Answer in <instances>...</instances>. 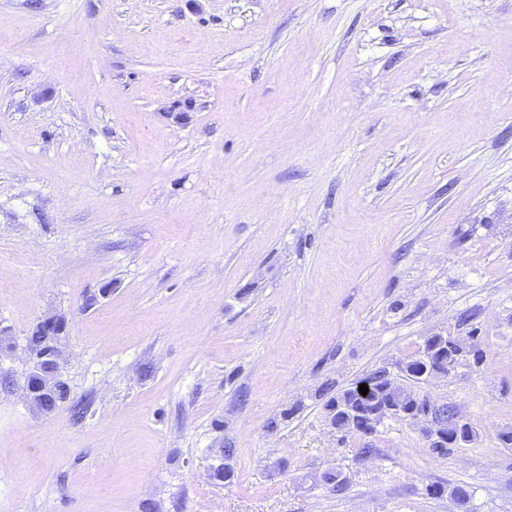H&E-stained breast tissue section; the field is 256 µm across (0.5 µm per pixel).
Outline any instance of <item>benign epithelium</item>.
<instances>
[{
	"instance_id": "benign-epithelium-1",
	"label": "benign epithelium",
	"mask_w": 512,
	"mask_h": 512,
	"mask_svg": "<svg viewBox=\"0 0 512 512\" xmlns=\"http://www.w3.org/2000/svg\"><path fill=\"white\" fill-rule=\"evenodd\" d=\"M33 331L42 336L39 346L26 345L30 368L21 390L30 406L43 415L53 414L60 402L68 400L70 391L61 374L60 342L65 332L62 318L52 315L40 319ZM477 352L476 343L450 337L442 339L439 347L429 351L420 366L419 378L427 383L436 377H446L453 370L458 356L466 351ZM344 416L358 432L368 435L388 417H406L414 421L431 419L433 427L425 429L431 445L453 448L473 441V430L468 422L455 416L449 422L433 414L429 400L419 396L405 397L399 390L391 391L388 401L374 407L358 408L344 400L330 408V424L336 426L337 418Z\"/></svg>"
}]
</instances>
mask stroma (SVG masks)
Returning <instances> with one entry per match:
<instances>
[{
	"label": "stroma",
	"instance_id": "1",
	"mask_svg": "<svg viewBox=\"0 0 512 512\" xmlns=\"http://www.w3.org/2000/svg\"><path fill=\"white\" fill-rule=\"evenodd\" d=\"M0 325V512H512V0H0ZM436 333L473 443L329 426ZM65 328L62 318L46 316L33 328L42 336L40 345L33 347L26 340L25 350L31 365L21 390L30 406L43 415L53 414L60 406V401L65 402L70 395L60 364V342ZM380 371L376 370L369 374L365 379H363L361 382L362 384H367L369 387L368 394L363 398L358 393V385H356L354 388L347 389L343 391L341 394H339L335 399H333L331 402L342 398V397H356L359 401L362 402H369L372 401L378 397L383 396L386 394V389L388 388V382L386 380L380 379Z\"/></svg>",
	"mask_w": 512,
	"mask_h": 512
}]
</instances>
